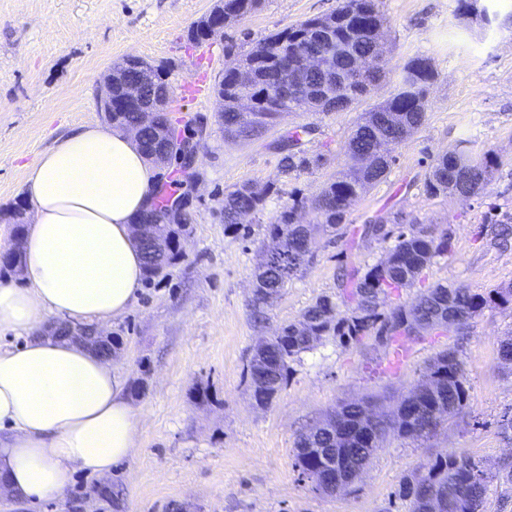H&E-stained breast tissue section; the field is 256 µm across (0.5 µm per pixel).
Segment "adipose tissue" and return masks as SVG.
<instances>
[{
  "mask_svg": "<svg viewBox=\"0 0 512 512\" xmlns=\"http://www.w3.org/2000/svg\"><path fill=\"white\" fill-rule=\"evenodd\" d=\"M159 190L133 137L86 123L43 153L24 180L30 224L18 281L0 283V483L8 496H61L71 476H109L137 449V412L111 359L44 333L55 317L107 326L144 277L131 226Z\"/></svg>",
  "mask_w": 512,
  "mask_h": 512,
  "instance_id": "obj_1",
  "label": "adipose tissue"
}]
</instances>
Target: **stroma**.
<instances>
[{"label": "stroma", "instance_id": "obj_1", "mask_svg": "<svg viewBox=\"0 0 512 512\" xmlns=\"http://www.w3.org/2000/svg\"><path fill=\"white\" fill-rule=\"evenodd\" d=\"M341 0H264L261 10L196 44L189 33L216 0H0V247L22 205L27 167L71 127L101 122L100 83L109 66L133 55L163 68L172 89L222 79L224 67L271 32L331 14ZM388 20V75L340 112H285L250 137L225 134L213 95L176 104L171 123L196 152L191 164L161 171L159 200L190 201L184 258L166 276L139 288L127 313L107 331L120 349L113 368L138 412V448L108 478L76 473L55 499L26 501L24 512H407L394 491L436 453L480 460L489 474L512 457L499 427L512 413V375L498 363L512 332V306L484 309L462 333L435 330L407 345L400 361L374 340L330 336L294 360L269 408L255 406L245 378L258 339L298 321L328 295L351 312L346 273L383 259L388 246L365 234L368 224L417 225L453 240L418 286L443 284L475 293L512 286V28L483 29L460 0H380ZM429 59L421 128L392 149L386 178L351 207L343 237L317 241L313 257L274 302L263 325L250 315L253 269L267 227L293 199L312 221L311 201L344 164V145L358 116L388 99L411 58ZM308 128L302 147L319 167L285 177L280 162L289 132ZM491 146L496 165L479 195L466 200L425 189L434 158ZM275 186L248 236L224 230V196L242 184ZM455 348L468 388L466 414L424 445L393 437L377 450L350 490H313L295 466L297 436L342 402L369 399L391 410L437 354ZM107 485L111 497L97 495Z\"/></svg>", "mask_w": 512, "mask_h": 512}]
</instances>
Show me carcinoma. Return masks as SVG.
<instances>
[{"mask_svg":"<svg viewBox=\"0 0 512 512\" xmlns=\"http://www.w3.org/2000/svg\"><path fill=\"white\" fill-rule=\"evenodd\" d=\"M261 2L224 0V8L245 17L256 12ZM329 17L334 20L329 28L313 31L314 19L308 18L270 34L250 49L257 62L251 90L252 96L258 98V111L250 122H242L236 110L235 101L240 92L237 73L232 66L224 68L221 79L224 130L249 137L255 130L276 121L278 109L274 94L289 83L285 60L291 63L300 56L320 55L330 48L336 50V79L321 91L332 99L336 112L369 93L372 86L386 77L384 68L358 71L351 66L353 57L373 53L377 33L386 24L379 0H343ZM434 77L428 59H411L404 64L398 86L389 99L362 113L347 142L346 164L314 202L316 224L295 221V213L302 209L297 202L283 208L276 222L268 225L269 242L261 250L263 261L255 267V288L250 299L255 323H264L267 307L309 262L316 234L340 235L341 224L345 223L353 204L387 176L392 157L386 145L396 139L394 127L405 130V136L409 137L424 124L426 86ZM322 161L321 154L309 155L302 149L290 148L282 158L280 171L288 175L317 167ZM493 166L489 149L479 156L465 149L438 156L426 181L427 192L475 195L487 184ZM269 194L268 190L253 193L248 183L227 193L225 228L239 233L238 216L245 211H262ZM368 231L384 242L393 237L395 243L384 259L363 274L350 276L347 298L353 304L351 316L336 319L337 303L330 296H321L299 321L283 326L277 335L256 345L246 376L251 397L260 406L271 405L282 389L288 362L313 350L327 336L339 335L356 343L372 337L391 352H401L407 342L429 331L459 333L486 307L512 304V288L494 289L485 296L437 284L423 289L409 302L399 303L386 313L380 312L387 299L400 296V289L420 281L435 258L451 252V236L446 232L435 236L415 226L396 232L385 224H372ZM182 233L180 224H163L157 227V234L137 241L147 281L164 277L166 270L184 257L180 245L174 244ZM467 400L463 362L457 351L449 347L436 356L430 369L409 390L395 416L383 412L378 423L370 427L364 422L359 402L347 403L336 415L299 436L295 444V466L302 478L315 485L325 468L324 457L315 449L334 447L336 470L352 482L357 473L343 459L357 458L358 468L364 470L373 453L391 436L428 442L449 421L465 412ZM491 481L480 462L445 450L435 455L425 472L404 477L394 497L409 506L410 512H484ZM429 489L439 494L443 508L427 506Z\"/></svg>","mask_w":512,"mask_h":512,"instance_id":"obj_1","label":"carcinoma"}]
</instances>
